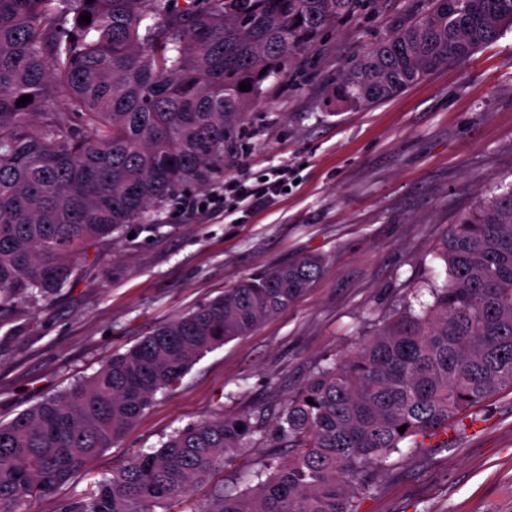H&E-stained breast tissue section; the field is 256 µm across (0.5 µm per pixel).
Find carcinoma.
<instances>
[{"label": "carcinoma", "instance_id": "obj_1", "mask_svg": "<svg viewBox=\"0 0 512 512\" xmlns=\"http://www.w3.org/2000/svg\"><path fill=\"white\" fill-rule=\"evenodd\" d=\"M362 2L0 0V329L71 286L91 249L149 230L182 187L210 181L264 82ZM511 25L512 0H432L353 55L333 102L393 98ZM22 96L32 101L19 107ZM439 258L447 280L431 303L386 319L289 399L255 485L219 478L255 433L251 414H220L56 512H356L355 494L392 454L476 422L486 399L512 391V184L450 225ZM322 268L306 256L244 279L0 422V512L68 484L157 392L288 309ZM198 487L206 498H193Z\"/></svg>", "mask_w": 512, "mask_h": 512}]
</instances>
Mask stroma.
I'll use <instances>...</instances> for the list:
<instances>
[{
	"label": "stroma",
	"mask_w": 512,
	"mask_h": 512,
	"mask_svg": "<svg viewBox=\"0 0 512 512\" xmlns=\"http://www.w3.org/2000/svg\"><path fill=\"white\" fill-rule=\"evenodd\" d=\"M430 0H367L269 78L241 118L224 166L158 211L154 228L94 249L71 287L32 320L0 329V421L97 372L156 328L238 281L300 256L323 271L291 307L201 358L115 446L58 496L56 512L141 451L189 424L247 412L258 427L224 481L260 470L275 424L320 365L357 347L404 304L430 302L447 278L437 253L450 224L512 183V27L470 59L365 108L329 96L353 54ZM287 165L289 189L252 210L236 199L193 214L225 180L260 183ZM444 448L392 455L358 495V512H512V393L493 395Z\"/></svg>",
	"instance_id": "35a3bbf8"
}]
</instances>
